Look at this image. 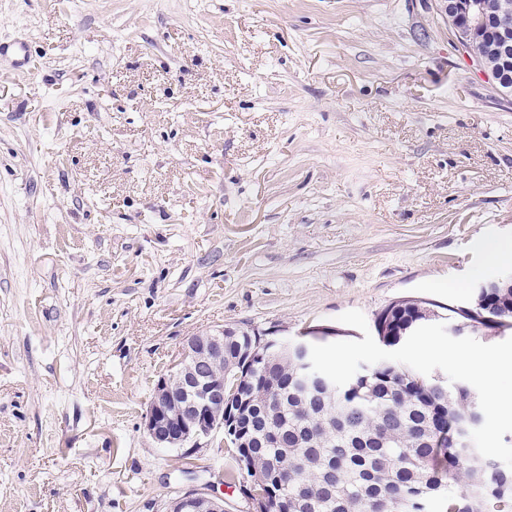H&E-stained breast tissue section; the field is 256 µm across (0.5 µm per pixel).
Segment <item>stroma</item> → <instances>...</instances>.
Segmentation results:
<instances>
[{
    "instance_id": "obj_1",
    "label": "stroma",
    "mask_w": 512,
    "mask_h": 512,
    "mask_svg": "<svg viewBox=\"0 0 512 512\" xmlns=\"http://www.w3.org/2000/svg\"><path fill=\"white\" fill-rule=\"evenodd\" d=\"M442 0H0V512H165L222 436L156 447L182 343L362 339L506 272L512 100Z\"/></svg>"
}]
</instances>
